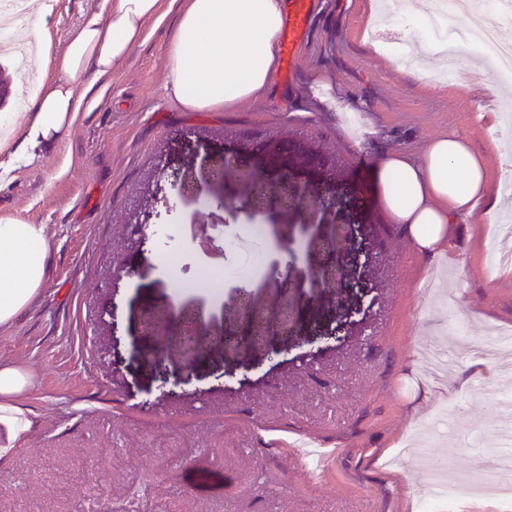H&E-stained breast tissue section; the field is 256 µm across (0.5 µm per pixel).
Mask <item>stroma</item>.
I'll use <instances>...</instances> for the list:
<instances>
[{"instance_id": "1", "label": "stroma", "mask_w": 512, "mask_h": 512, "mask_svg": "<svg viewBox=\"0 0 512 512\" xmlns=\"http://www.w3.org/2000/svg\"><path fill=\"white\" fill-rule=\"evenodd\" d=\"M148 21L145 41L113 74L99 103L79 113L56 151L0 189V217L42 225L51 270L35 305L0 328V360L28 369L22 403L35 425L10 465L0 468V512H113L135 490L137 512H416L426 470L409 439L451 452L459 474L484 456L497 378H470L455 332L475 339L488 327H512V269L492 270L482 223L452 239L464 270L456 306L429 296L424 256L393 226L373 169L383 149L418 153L453 131L484 154L491 176L502 157L477 118L495 110L492 89L454 77L410 79L364 45L369 0H316L308 36L290 76L274 72L268 94L233 110L185 112L163 91L168 31L176 18ZM102 0H52L41 23L50 36L48 75L66 42ZM325 77L336 100L367 113L377 136L352 145L335 113L312 100ZM266 154L269 135L300 139L335 153L364 204H337L336 220L354 225L369 258L353 264L351 284L319 277L306 286L258 267L259 258L294 240L298 264L327 261L317 214L291 212L268 236L226 238L240 202L207 209L182 185L205 189V164H221L225 134ZM177 231L182 276L210 266L224 272L219 300L174 298L169 277L147 254L156 225ZM312 321L279 339L270 363L263 347L226 345L239 320L241 295L256 306L278 302L283 288ZM164 318H189L207 342L191 369L175 336L162 361L143 367L135 340L142 307ZM453 357L446 378L426 380L416 346ZM446 408L447 433L416 415L419 390ZM308 439L335 449L321 479L305 477L287 442ZM102 468L96 479L92 467Z\"/></svg>"}]
</instances>
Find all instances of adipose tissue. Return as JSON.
<instances>
[{
	"instance_id": "obj_1",
	"label": "adipose tissue",
	"mask_w": 512,
	"mask_h": 512,
	"mask_svg": "<svg viewBox=\"0 0 512 512\" xmlns=\"http://www.w3.org/2000/svg\"><path fill=\"white\" fill-rule=\"evenodd\" d=\"M159 9L160 0H103L68 40L50 79L42 76L47 45L39 43L33 92L17 88L15 111L0 113V186L69 136L78 114L94 106L92 90L128 64L145 38V23ZM438 13V0H400L393 17L383 0H371L367 28L388 35L373 41V48L396 67H407L415 80L436 79L450 69L448 46L422 29ZM283 20V0H182L164 57L168 102L188 112L217 111L264 96ZM374 173L395 223L435 271L451 261L449 225L503 207L484 159L456 133L434 138L416 154L384 152L374 160ZM49 256L41 225L0 217V327L36 303ZM30 385L28 371L0 360V466L12 460L34 425L20 404Z\"/></svg>"
}]
</instances>
